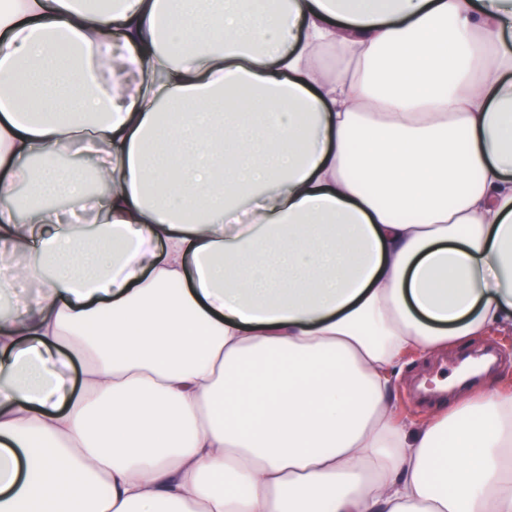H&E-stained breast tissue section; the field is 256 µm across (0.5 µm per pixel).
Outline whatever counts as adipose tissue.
Segmentation results:
<instances>
[{
	"mask_svg": "<svg viewBox=\"0 0 512 512\" xmlns=\"http://www.w3.org/2000/svg\"><path fill=\"white\" fill-rule=\"evenodd\" d=\"M10 257L0 512H512V0H0ZM504 335L511 337L510 343L500 339ZM488 352L497 359L495 367L469 385H473L474 389L479 388L489 377H492L500 386L512 390V334H491L427 362L416 360L407 364L397 387L404 411L418 413L425 411L429 405H434L436 402L443 400L447 403L449 394L438 396L431 401L425 400L418 389L419 384L424 381L428 387H432L436 384L435 381L448 383L454 378L458 365L464 357L485 355Z\"/></svg>",
	"mask_w": 512,
	"mask_h": 512,
	"instance_id": "ef3b65f1",
	"label": "adipose tissue"
}]
</instances>
